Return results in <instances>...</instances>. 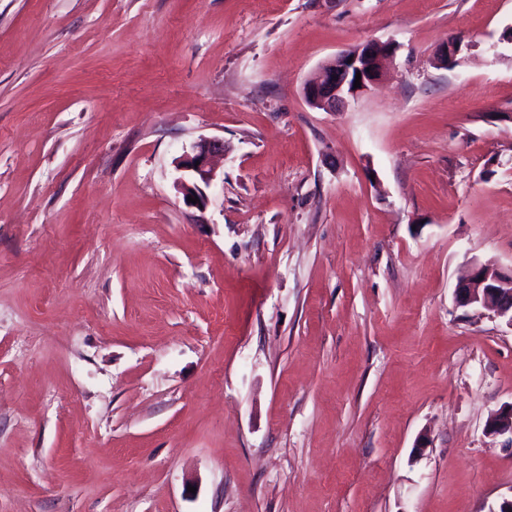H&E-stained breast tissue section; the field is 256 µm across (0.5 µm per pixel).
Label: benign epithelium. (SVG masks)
Returning a JSON list of instances; mask_svg holds the SVG:
<instances>
[{
  "instance_id": "7a95c632",
  "label": "benign epithelium",
  "mask_w": 512,
  "mask_h": 512,
  "mask_svg": "<svg viewBox=\"0 0 512 512\" xmlns=\"http://www.w3.org/2000/svg\"><path fill=\"white\" fill-rule=\"evenodd\" d=\"M394 52L390 42H369L339 52L322 68L320 75L307 83L303 94L306 103L325 112L338 110L349 97H355L375 84L383 72V62ZM461 44L454 36L443 43L438 64L453 68L460 62ZM361 73V87H354L356 73ZM224 153V141L203 138L195 142L191 152L178 163L188 175L177 180L183 199L198 198L195 207L206 206L208 187L216 178L212 158ZM456 305L478 310L487 309L512 327V269L499 267L494 261H474L455 289ZM485 435L508 437L512 444V404L492 413L485 425Z\"/></svg>"
}]
</instances>
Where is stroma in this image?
I'll return each mask as SVG.
<instances>
[{"instance_id": "1", "label": "stroma", "mask_w": 512, "mask_h": 512, "mask_svg": "<svg viewBox=\"0 0 512 512\" xmlns=\"http://www.w3.org/2000/svg\"><path fill=\"white\" fill-rule=\"evenodd\" d=\"M509 27L512 0H0V512L512 494L484 433L512 327L454 303L512 267ZM372 41L377 84L310 107ZM391 42H369L339 52L322 68L320 75L307 83L303 94L312 108L336 112L349 97H356L375 84L383 72V62L392 56ZM370 68V72H367ZM356 72L361 73V87L354 88ZM336 76V80H333ZM224 154V142L220 139L203 138L195 142L191 152L187 153L178 163L180 170L189 172L186 177L177 180L179 191L184 202L190 206L203 208L206 206L207 196L201 187H209L216 178V171L212 167V158ZM199 161V165H196ZM188 196L198 197L196 204L188 201Z\"/></svg>"}]
</instances>
